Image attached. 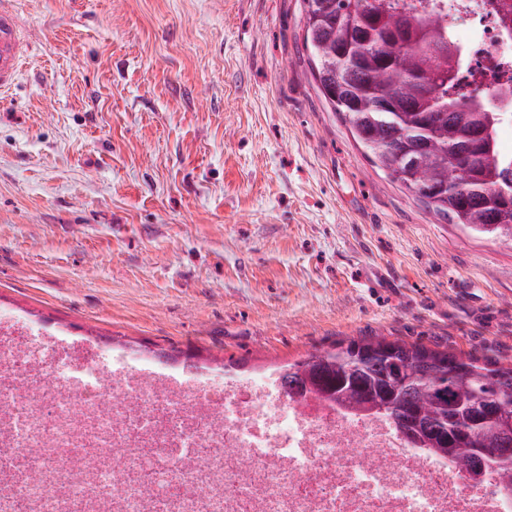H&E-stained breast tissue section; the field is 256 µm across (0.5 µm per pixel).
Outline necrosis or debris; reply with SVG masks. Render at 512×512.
Returning <instances> with one entry per match:
<instances>
[{
	"label": "necrosis or debris",
	"mask_w": 512,
	"mask_h": 512,
	"mask_svg": "<svg viewBox=\"0 0 512 512\" xmlns=\"http://www.w3.org/2000/svg\"><path fill=\"white\" fill-rule=\"evenodd\" d=\"M472 18L465 92L512 86L502 14ZM0 512H512L386 419L291 399L274 374L157 367L0 311Z\"/></svg>",
	"instance_id": "1"
}]
</instances>
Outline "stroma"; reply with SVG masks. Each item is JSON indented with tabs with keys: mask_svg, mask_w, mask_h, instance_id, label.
Returning <instances> with one entry per match:
<instances>
[{
	"mask_svg": "<svg viewBox=\"0 0 512 512\" xmlns=\"http://www.w3.org/2000/svg\"><path fill=\"white\" fill-rule=\"evenodd\" d=\"M0 309L198 367L347 338L512 362V243L434 216L321 96L303 0H16Z\"/></svg>",
	"mask_w": 512,
	"mask_h": 512,
	"instance_id": "obj_1",
	"label": "stroma"
}]
</instances>
